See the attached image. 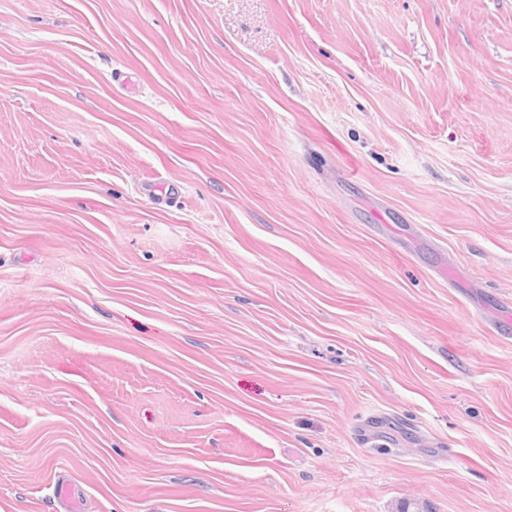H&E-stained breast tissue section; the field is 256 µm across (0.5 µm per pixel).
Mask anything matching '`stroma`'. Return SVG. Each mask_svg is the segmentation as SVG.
I'll return each instance as SVG.
<instances>
[{
  "mask_svg": "<svg viewBox=\"0 0 512 512\" xmlns=\"http://www.w3.org/2000/svg\"><path fill=\"white\" fill-rule=\"evenodd\" d=\"M512 512V0H0V512Z\"/></svg>",
  "mask_w": 512,
  "mask_h": 512,
  "instance_id": "stroma-1",
  "label": "stroma"
}]
</instances>
